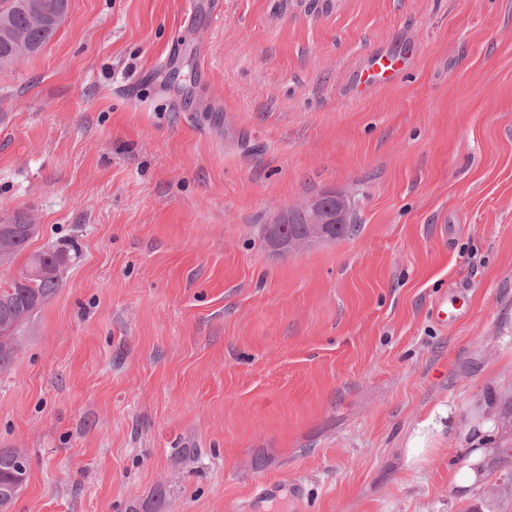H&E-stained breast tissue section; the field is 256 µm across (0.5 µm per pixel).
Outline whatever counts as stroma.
<instances>
[{"label":"stroma","mask_w":512,"mask_h":512,"mask_svg":"<svg viewBox=\"0 0 512 512\" xmlns=\"http://www.w3.org/2000/svg\"><path fill=\"white\" fill-rule=\"evenodd\" d=\"M385 50L407 74L358 93ZM326 190L358 233L273 251L275 209ZM16 212L37 231L0 287L74 256L0 371L29 460L6 512L480 506L463 458L512 390V0H69L0 73Z\"/></svg>","instance_id":"35a3bbf8"}]
</instances>
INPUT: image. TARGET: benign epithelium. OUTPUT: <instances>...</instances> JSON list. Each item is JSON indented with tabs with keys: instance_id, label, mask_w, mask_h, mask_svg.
<instances>
[{
	"instance_id": "7a95c632",
	"label": "benign epithelium",
	"mask_w": 512,
	"mask_h": 512,
	"mask_svg": "<svg viewBox=\"0 0 512 512\" xmlns=\"http://www.w3.org/2000/svg\"><path fill=\"white\" fill-rule=\"evenodd\" d=\"M288 212L302 216L304 223L308 224V230L301 238H283L281 230L288 223V219L284 212L277 213L269 229L273 250L280 253L306 249L327 241L332 238V227L347 224L350 220L349 200L344 194L335 191H326L308 198L288 208ZM501 460L500 449L493 448L480 468L492 470L498 483H509L512 481V468L502 464Z\"/></svg>"
}]
</instances>
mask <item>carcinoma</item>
Masks as SVG:
<instances>
[{
    "instance_id": "cac0c4a2",
    "label": "carcinoma",
    "mask_w": 512,
    "mask_h": 512,
    "mask_svg": "<svg viewBox=\"0 0 512 512\" xmlns=\"http://www.w3.org/2000/svg\"><path fill=\"white\" fill-rule=\"evenodd\" d=\"M69 0H0V71L17 61L16 45L39 52L61 27ZM31 216L17 212L0 218V265H10L32 238ZM71 260L65 249L48 248L29 255L20 274L0 288V371L8 368L19 348V331L60 287L58 269ZM490 411L479 415L488 423L484 445L499 448L512 462V393L489 398ZM27 477L26 459L15 448H0V509L8 507ZM512 501V492L500 493L496 483H484L482 502L498 509Z\"/></svg>"
}]
</instances>
